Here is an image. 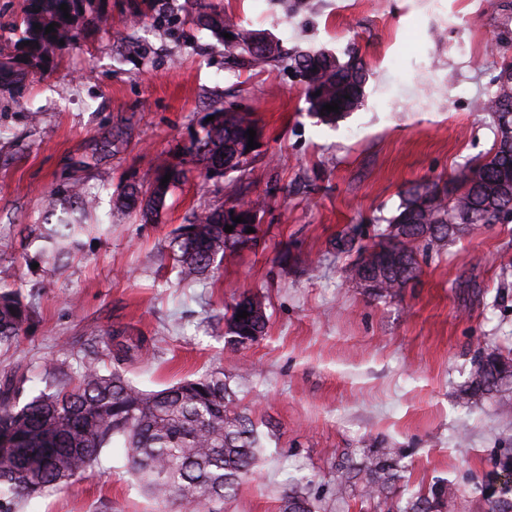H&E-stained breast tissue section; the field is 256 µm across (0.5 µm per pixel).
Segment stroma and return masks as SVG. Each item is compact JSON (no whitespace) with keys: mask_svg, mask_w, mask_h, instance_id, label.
Wrapping results in <instances>:
<instances>
[{"mask_svg":"<svg viewBox=\"0 0 512 512\" xmlns=\"http://www.w3.org/2000/svg\"><path fill=\"white\" fill-rule=\"evenodd\" d=\"M235 22L266 32L286 55L255 71L229 64L199 29L186 0H101V20L54 51L21 93L0 94V279L34 318L18 343L0 345V374L31 379L84 370L90 337H146L148 359L126 364L136 387L157 390L210 371L238 377L237 404L263 448L224 512H280L285 493L313 512H450L512 507V384L463 401L475 362L512 351V219L480 226L443 248L418 247L422 273L395 298L348 279L355 253L334 242L359 226L371 245L413 183L458 174L489 152L497 128L475 103L502 57L512 58V0H208ZM496 45V55L486 52ZM323 49L361 59L363 107L327 125L310 114L288 58ZM252 113L262 143L245 173L221 180L185 160L187 179L157 223L113 206L129 183L149 185L156 165L184 151L214 99ZM74 184L95 202L89 231L64 267L43 257L40 226L71 204ZM258 200L256 246L225 257L200 283L177 276L168 242L191 213ZM249 291L266 306L267 331L246 349L224 335V309ZM397 463L390 489L367 495L350 468ZM113 449L67 486L15 512H155Z\"/></svg>","mask_w":512,"mask_h":512,"instance_id":"35a3bbf8","label":"stroma"}]
</instances>
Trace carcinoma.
Instances as JSON below:
<instances>
[{
    "mask_svg": "<svg viewBox=\"0 0 512 512\" xmlns=\"http://www.w3.org/2000/svg\"><path fill=\"white\" fill-rule=\"evenodd\" d=\"M20 20L15 22L16 39L0 47V92L13 93L36 70L47 71L45 56L61 45L69 46L85 26L100 18V0H25ZM70 18H64L61 5ZM197 25L224 42L229 62L249 69H264L281 58L278 42L268 43L264 53H254L250 43L262 35L235 24L215 10L197 11ZM40 28H35V25ZM54 25V31L45 33ZM229 33L233 39L223 37ZM296 69L306 81L309 111L325 122H336L363 105L367 72L356 59L339 62L318 50L294 57ZM496 86L486 110L498 131L512 127V60L502 59L492 79ZM319 89L315 97L311 91ZM335 102L339 113L323 106ZM204 135L188 149L205 170H210L224 153H237L250 165L256 150L247 149L248 129L261 130L254 119L227 112L215 105ZM183 161L158 164L152 184L146 189L128 185L117 196L118 208L139 211L141 221L158 220L164 200L155 196V184L166 174L173 188L186 178ZM465 172L454 193L439 182L415 184L403 192L398 214L389 224L406 227L405 237L394 245L408 261L401 270L376 273V297H393L420 275L417 244L442 246L474 223L495 224L512 217V198L494 196L483 187L497 180H512V139L500 137L486 156L478 158ZM75 207L59 216L45 229L47 257L56 263L70 254L91 205L72 192ZM228 225L224 207L195 211L180 225L169 243L180 280L196 282L226 253L248 249L255 238L224 231ZM253 294L243 293L224 313L225 334L249 339L265 333L267 314L237 318L251 311ZM31 320V310L17 289H0V344H13ZM110 369L97 362L86 365L77 384L64 385L47 369L39 379L42 389L24 397L29 379L15 373L0 376V512H14V506L43 495L48 489L69 484L100 456L123 448L130 468L144 491L159 505L177 501L183 512H221L216 504L237 490L240 480L255 463L261 441L252 419L239 410L235 392L222 372L205 373L158 391H144L131 384L124 365L149 354L146 339L122 340L118 336L106 345ZM506 378L512 379V362L499 351L480 359L468 377L465 395L486 393ZM370 488L381 490L394 480L392 464L383 461L368 469ZM281 512H311L307 499L293 492L283 498Z\"/></svg>",
    "mask_w": 512,
    "mask_h": 512,
    "instance_id": "obj_1",
    "label": "carcinoma"
}]
</instances>
